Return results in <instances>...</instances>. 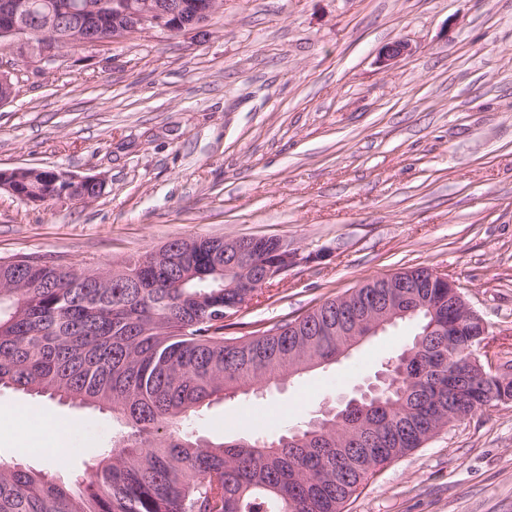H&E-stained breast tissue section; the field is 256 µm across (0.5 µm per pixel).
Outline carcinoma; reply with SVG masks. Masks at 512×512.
<instances>
[{
    "mask_svg": "<svg viewBox=\"0 0 512 512\" xmlns=\"http://www.w3.org/2000/svg\"><path fill=\"white\" fill-rule=\"evenodd\" d=\"M63 185L46 174L43 202ZM215 237L176 238L117 266L72 268L24 255L0 259V387L112 411V448L37 470L0 461V512H343L376 469L420 447L448 414L461 420L487 391L512 397V377L448 400V348L478 349L427 269L399 288H363L248 336L224 319L256 291ZM415 293L412 319L435 322L421 345L388 357L391 381L367 410L313 416L293 433L211 441L190 429L210 403L336 363L354 309Z\"/></svg>",
    "mask_w": 512,
    "mask_h": 512,
    "instance_id": "cac0c4a2",
    "label": "carcinoma"
}]
</instances>
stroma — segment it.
Returning a JSON list of instances; mask_svg holds the SVG:
<instances>
[{
	"label": "stroma",
	"mask_w": 512,
	"mask_h": 512,
	"mask_svg": "<svg viewBox=\"0 0 512 512\" xmlns=\"http://www.w3.org/2000/svg\"><path fill=\"white\" fill-rule=\"evenodd\" d=\"M411 55L380 68L382 47ZM0 169L104 178L89 202L0 191V257L120 262L175 239L266 236L300 257L227 335L305 315L367 280L428 267L461 286L512 360V0H224L181 36L159 30L64 50L0 52ZM416 326L336 364L205 408L209 439L277 435L350 396ZM34 407L65 421L72 469L112 444L110 413L10 389L0 423ZM27 428L0 432V458ZM344 512H512V400L442 428L365 481Z\"/></svg>",
	"instance_id": "obj_1"
}]
</instances>
